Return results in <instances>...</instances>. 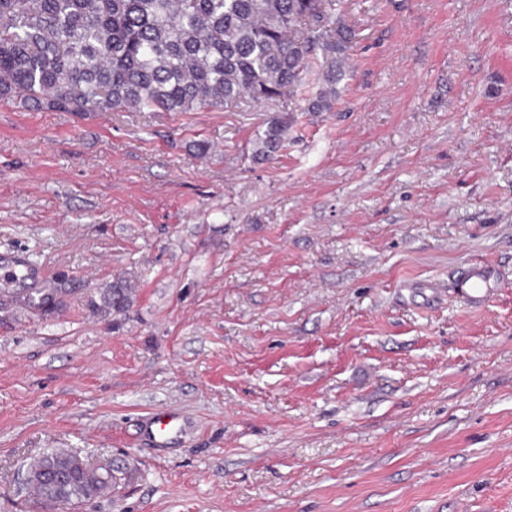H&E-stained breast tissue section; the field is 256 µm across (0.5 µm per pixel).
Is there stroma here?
I'll list each match as a JSON object with an SVG mask.
<instances>
[{"label":"stroma","mask_w":512,"mask_h":512,"mask_svg":"<svg viewBox=\"0 0 512 512\" xmlns=\"http://www.w3.org/2000/svg\"><path fill=\"white\" fill-rule=\"evenodd\" d=\"M334 17L284 105L0 102V254L41 271L0 290V512H50L55 448L120 470L71 512H512V0ZM460 288L471 301L485 296L488 288H502L492 286L490 276L482 266L471 267L462 280ZM174 430L181 431L182 424L179 417L167 411L153 412L145 424V433L160 446L170 442Z\"/></svg>","instance_id":"stroma-1"}]
</instances>
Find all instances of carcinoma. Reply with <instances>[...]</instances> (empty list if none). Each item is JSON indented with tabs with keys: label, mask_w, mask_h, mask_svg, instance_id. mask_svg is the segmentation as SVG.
<instances>
[{
	"label": "carcinoma",
	"mask_w": 512,
	"mask_h": 512,
	"mask_svg": "<svg viewBox=\"0 0 512 512\" xmlns=\"http://www.w3.org/2000/svg\"><path fill=\"white\" fill-rule=\"evenodd\" d=\"M336 0H0V100L52 112H192L298 95L317 49L341 53ZM288 126L273 119L263 148ZM108 293L116 312L129 302ZM68 471L53 489L50 468ZM115 474L69 449L34 461L25 484L58 512L112 489Z\"/></svg>",
	"instance_id": "1"
}]
</instances>
